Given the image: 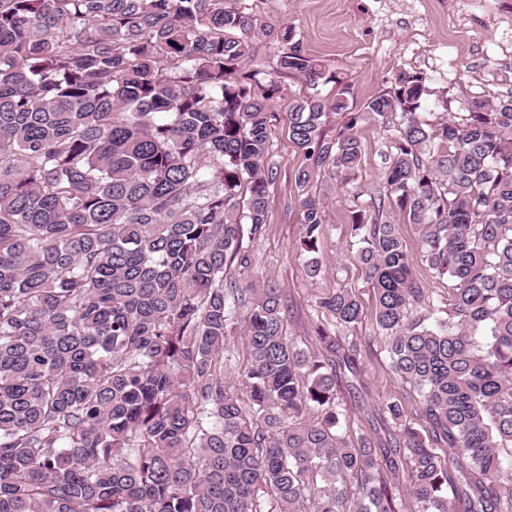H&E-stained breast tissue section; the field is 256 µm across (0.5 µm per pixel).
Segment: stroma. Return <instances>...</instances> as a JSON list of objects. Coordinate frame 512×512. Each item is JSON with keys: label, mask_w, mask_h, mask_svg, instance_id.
Wrapping results in <instances>:
<instances>
[{"label": "stroma", "mask_w": 512, "mask_h": 512, "mask_svg": "<svg viewBox=\"0 0 512 512\" xmlns=\"http://www.w3.org/2000/svg\"><path fill=\"white\" fill-rule=\"evenodd\" d=\"M239 6L272 24L297 30L309 56L324 60L338 81L322 86L325 103L336 99L338 83L350 84L356 103L389 91L399 72H417L430 91V112H468L474 101L512 99V0H471L469 23L462 31L448 29L453 0H236ZM281 91L271 109L270 153L278 168L267 187L268 223L251 244L257 267L256 287L275 281L288 302L287 332L309 335L314 305L323 293L346 287L363 306L357 333L366 340L361 374H341L339 400L346 406L363 404L376 416L382 401L397 394L399 382L384 352V338L376 328L374 295L356 259L357 249L346 235L353 209L365 208L377 197L384 177V155L393 130L388 122L362 125L361 165L354 184L340 186L336 177L321 175L312 190L323 202L326 224L319 258L329 274L311 280L299 255L302 211L295 174L304 165L302 154L288 139L287 114L306 93L303 82L283 76ZM401 233L417 275L427 279L435 300L448 294V282L433 277L424 258L422 231L401 224Z\"/></svg>", "instance_id": "stroma-1"}]
</instances>
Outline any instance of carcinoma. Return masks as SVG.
I'll use <instances>...</instances> for the list:
<instances>
[{"label": "carcinoma", "mask_w": 512, "mask_h": 512, "mask_svg": "<svg viewBox=\"0 0 512 512\" xmlns=\"http://www.w3.org/2000/svg\"><path fill=\"white\" fill-rule=\"evenodd\" d=\"M266 41L311 89L287 116L309 278L312 183L353 182L358 127L397 118L383 194L348 224L402 384L384 441L337 393L356 292L318 297L299 340L280 289L249 283L278 174ZM335 79L293 26L226 0H0V512H402V489L415 512H512V100L428 121L402 71L358 110L341 87L327 137ZM386 208L425 226L446 308ZM257 47V57L253 68H257L265 74L260 75V77H266V74H276V62L278 54L276 46L272 44L259 43ZM246 356V348L239 337L235 340L234 344L231 343L228 345L224 351V359L228 358L231 360L226 361L227 368L224 367V377H226V381H229L234 386V389H237L239 392L244 390L242 383L243 377L241 374L246 367Z\"/></svg>", "instance_id": "1"}]
</instances>
